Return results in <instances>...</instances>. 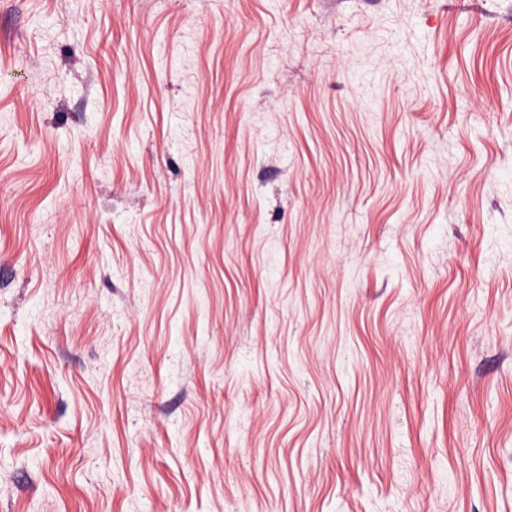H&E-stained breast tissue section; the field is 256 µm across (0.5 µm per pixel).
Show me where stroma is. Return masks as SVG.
Masks as SVG:
<instances>
[{
  "label": "stroma",
  "mask_w": 512,
  "mask_h": 512,
  "mask_svg": "<svg viewBox=\"0 0 512 512\" xmlns=\"http://www.w3.org/2000/svg\"><path fill=\"white\" fill-rule=\"evenodd\" d=\"M0 512H512V0H0Z\"/></svg>",
  "instance_id": "1"
}]
</instances>
